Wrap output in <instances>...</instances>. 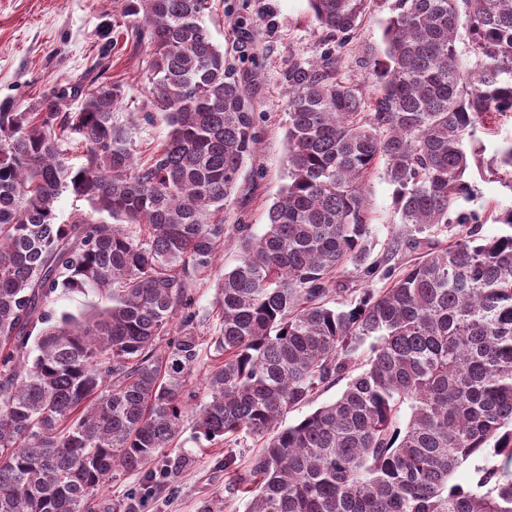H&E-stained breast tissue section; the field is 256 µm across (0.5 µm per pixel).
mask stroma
<instances>
[{
	"label": "stroma",
	"instance_id": "obj_1",
	"mask_svg": "<svg viewBox=\"0 0 512 512\" xmlns=\"http://www.w3.org/2000/svg\"><path fill=\"white\" fill-rule=\"evenodd\" d=\"M392 2L380 0L373 17L360 26L343 54L341 78H360L367 48H382V22ZM117 11L115 0H0V101L26 105L58 85L89 81L94 63H101L104 76L123 88L118 118L129 124L134 154L142 161L165 139L168 129L162 117L150 123L143 118L149 109L144 92L145 50L122 40L113 49L103 47L98 31L111 24ZM206 23L215 43L229 57L257 62L253 85L259 145L246 161L224 211L225 224L248 225L257 236L287 181L288 70L322 48L326 33L308 11L307 0H212ZM468 180L472 193L459 202L458 211L484 219L483 234L502 233L505 226L500 218L512 210V192L475 170ZM366 192L371 212L368 252L346 263L337 274L333 297L338 302L358 300L367 288L388 287L392 276L414 258L404 246L411 228L400 224L394 213L393 187L384 169L368 178ZM239 259L235 241L225 242L220 258L193 288L200 332L206 337L196 363L193 391H201L212 363L208 338L218 324V284ZM373 265L378 268L374 274L369 271ZM261 449V443L253 440L236 448V469L228 472L224 446L196 439L187 427L177 448L161 461L170 472V486L148 481L142 471L126 472L109 482L103 495L112 512H199L206 501L218 504L223 512H246L247 500L234 485L238 476L249 472Z\"/></svg>",
	"mask_w": 512,
	"mask_h": 512
}]
</instances>
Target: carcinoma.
<instances>
[{"mask_svg":"<svg viewBox=\"0 0 512 512\" xmlns=\"http://www.w3.org/2000/svg\"><path fill=\"white\" fill-rule=\"evenodd\" d=\"M114 2L112 27L148 52L145 119L168 127L146 162L116 119L121 86L98 75L0 102V512H111L103 486L165 456L189 416L208 442L265 439L239 478L248 512H512V233L464 222L391 287L327 301L363 252L379 163L417 233L469 193L467 146L512 116V0H394L359 81L337 77L336 49L374 0H307L336 47L288 70V183L260 236L220 217L258 139L209 0ZM491 167L512 182V141ZM64 193L89 211L62 224ZM232 233L240 259L190 409L193 285ZM69 293L98 301L56 314ZM342 379L334 402L279 426Z\"/></svg>","mask_w":512,"mask_h":512,"instance_id":"cac0c4a2","label":"carcinoma"}]
</instances>
